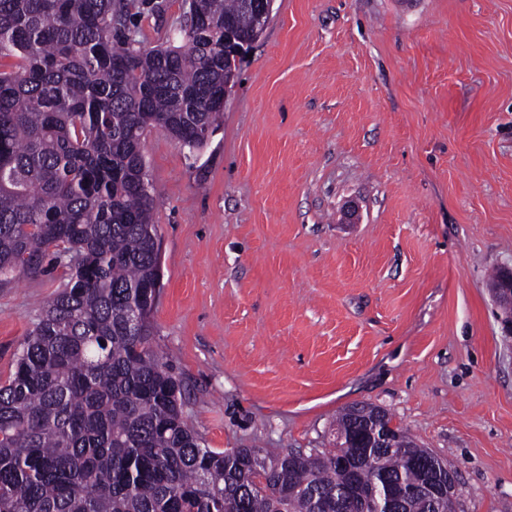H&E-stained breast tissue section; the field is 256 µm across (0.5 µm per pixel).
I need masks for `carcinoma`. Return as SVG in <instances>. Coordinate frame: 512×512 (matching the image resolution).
I'll list each match as a JSON object with an SVG mask.
<instances>
[{
  "label": "carcinoma",
  "instance_id": "carcinoma-1",
  "mask_svg": "<svg viewBox=\"0 0 512 512\" xmlns=\"http://www.w3.org/2000/svg\"><path fill=\"white\" fill-rule=\"evenodd\" d=\"M243 0H190L178 38L145 47L149 0H0V285L55 268L0 382V512H360L357 484L408 491L431 451L402 427L365 449L379 407L336 417L355 442L316 454L203 446L182 383L154 349L162 288L151 129L203 147L234 85L224 20L246 41Z\"/></svg>",
  "mask_w": 512,
  "mask_h": 512
}]
</instances>
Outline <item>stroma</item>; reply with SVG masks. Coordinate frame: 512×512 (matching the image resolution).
<instances>
[{
  "label": "stroma",
  "instance_id": "35a3bbf8",
  "mask_svg": "<svg viewBox=\"0 0 512 512\" xmlns=\"http://www.w3.org/2000/svg\"><path fill=\"white\" fill-rule=\"evenodd\" d=\"M137 23L166 43L188 9ZM205 146L144 139L169 355L206 447L329 446L382 407L512 512V0H274ZM61 271L0 288V377ZM496 272L492 277V287L495 286L499 276ZM493 298L500 310V319L506 334L512 333V268L505 267L501 269L500 279L495 288H493Z\"/></svg>",
  "mask_w": 512,
  "mask_h": 512
}]
</instances>
